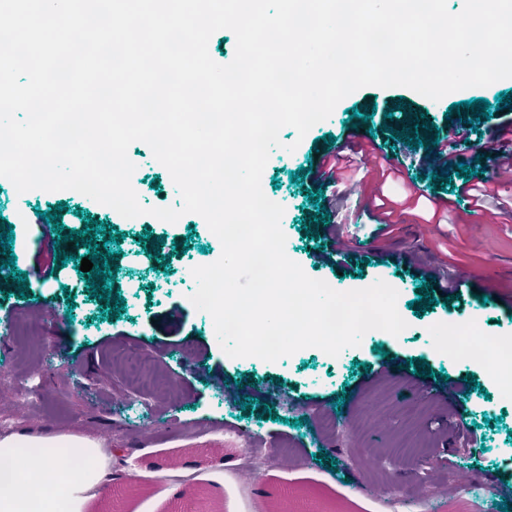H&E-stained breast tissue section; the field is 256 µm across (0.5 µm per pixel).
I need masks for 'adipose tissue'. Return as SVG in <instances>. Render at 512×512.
Instances as JSON below:
<instances>
[{
	"instance_id": "ef3b65f1",
	"label": "adipose tissue",
	"mask_w": 512,
	"mask_h": 512,
	"mask_svg": "<svg viewBox=\"0 0 512 512\" xmlns=\"http://www.w3.org/2000/svg\"><path fill=\"white\" fill-rule=\"evenodd\" d=\"M43 442L14 435L0 437V462L13 465V480L0 487V512H17L21 501L37 502L39 512H70L72 483L67 474L82 468L86 477H94L103 467L106 454L97 441L85 437H67L62 454L45 456Z\"/></svg>"
}]
</instances>
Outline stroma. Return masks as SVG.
<instances>
[{
    "mask_svg": "<svg viewBox=\"0 0 512 512\" xmlns=\"http://www.w3.org/2000/svg\"><path fill=\"white\" fill-rule=\"evenodd\" d=\"M458 100L453 93L434 102L404 87L368 86L341 100L305 137L290 127L280 133L282 146L272 151L261 186L285 209L281 227L289 258L309 277L342 292L387 282L399 293L397 309L407 323L400 335L364 337L337 358L316 347L274 363L223 352L212 318L190 300L196 288L192 268L215 262L222 252L200 215L168 223L146 214L132 223L66 190L18 196L0 178V218L13 228L15 268L26 272L30 293L21 298L16 281L0 276V335H6L9 351L0 360V435L88 437L111 449L94 497L75 499L74 512H172L178 503L205 512H290L295 499L315 512H384L385 495H423L421 475L427 470L454 472L468 488L472 512H499L498 502H512V407L496 397L484 367L439 346L436 337L462 319L512 338V217L479 210L467 223H456L460 178H453L451 191L433 188L425 148L412 149L391 137L425 117L440 130V149L478 162L500 198H512V180L498 178L490 158L459 150L454 129L460 121L445 117ZM352 109L368 118L370 131L353 127ZM388 111L394 121L387 131L382 124ZM328 134L335 137L332 147L349 156L378 147L387 166L400 174L379 188L366 181L343 198L331 221L346 226L340 238L344 254L335 266L321 268L313 255L324 240L312 220L316 204L307 198L318 185L309 178L293 183L290 175L327 151L321 138ZM289 144L294 152H286ZM130 149L140 203L181 207L169 172L150 147L136 142ZM385 199L409 208L416 220L375 238L374 217ZM58 205L65 230L85 229L91 219L122 233V241L109 245L115 253L109 264L116 269L111 293L125 299L122 314H106L105 301L87 292L74 263L55 267L57 236L45 233L35 211ZM149 250L157 259L146 258ZM433 252L467 286L460 299L416 315L407 304L424 278L413 274L412 257ZM48 267L53 276L40 277ZM13 327L29 331L28 340L10 337ZM377 343L383 352L374 351ZM133 358L151 367L158 385L131 376ZM409 359L455 378L475 375L479 387L460 409L451 399L417 393L412 372L404 367ZM380 395L387 404L378 420L372 408ZM341 396L346 402L340 407ZM421 403L426 410L419 426L429 440L424 458L379 460L385 480L370 484L361 456L388 447L408 425L406 410ZM268 406L273 414H265ZM332 414L338 433L319 432L318 419ZM476 424L483 448L455 446L456 432ZM237 436L246 448L270 456L266 491L240 483L233 466L223 464L224 448ZM320 452L325 460H317Z\"/></svg>",
    "mask_w": 512,
    "mask_h": 512,
    "instance_id": "obj_1",
    "label": "stroma"
}]
</instances>
